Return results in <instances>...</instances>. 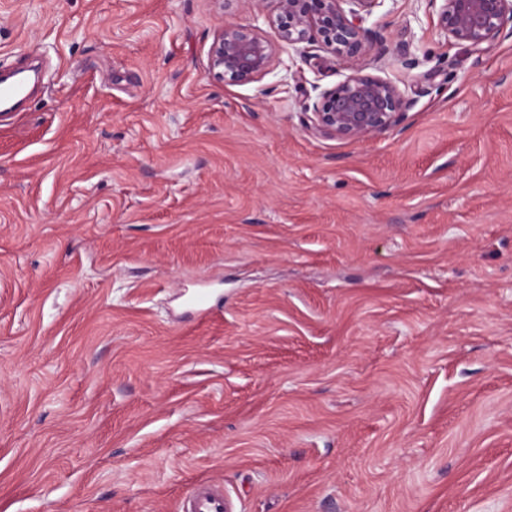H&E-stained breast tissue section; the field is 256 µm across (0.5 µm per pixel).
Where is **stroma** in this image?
<instances>
[{"instance_id": "stroma-1", "label": "stroma", "mask_w": 512, "mask_h": 512, "mask_svg": "<svg viewBox=\"0 0 512 512\" xmlns=\"http://www.w3.org/2000/svg\"><path fill=\"white\" fill-rule=\"evenodd\" d=\"M272 7L0 0V512H512V31L383 0L413 105L356 142L318 48L213 75ZM224 493L218 489L196 488L189 492L187 512H226Z\"/></svg>"}]
</instances>
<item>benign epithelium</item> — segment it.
Listing matches in <instances>:
<instances>
[{"label": "benign epithelium", "instance_id": "7a95c632", "mask_svg": "<svg viewBox=\"0 0 512 512\" xmlns=\"http://www.w3.org/2000/svg\"><path fill=\"white\" fill-rule=\"evenodd\" d=\"M262 14L277 34L273 41L259 27L221 25L210 47L215 77L246 84L267 75L280 44H315L351 66L336 86L318 93L311 106L312 129L337 138L363 141L399 124L412 105L387 78L362 73L358 61L367 56L381 34L363 26L382 0H274ZM440 3L439 26L450 40L479 47L494 42L512 24V0H428Z\"/></svg>", "mask_w": 512, "mask_h": 512}]
</instances>
